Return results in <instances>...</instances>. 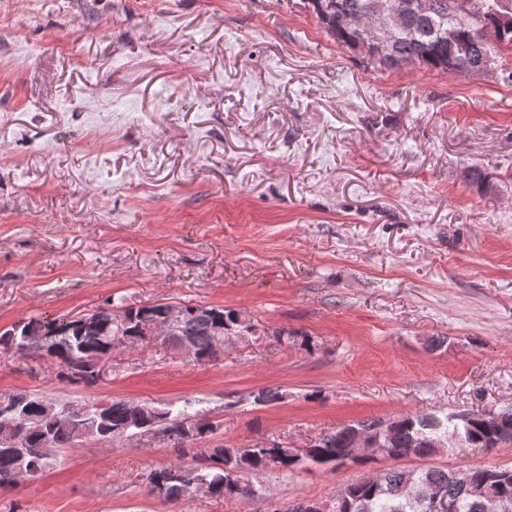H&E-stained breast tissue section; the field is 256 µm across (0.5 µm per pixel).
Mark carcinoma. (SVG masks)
Wrapping results in <instances>:
<instances>
[{
  "instance_id": "1",
  "label": "carcinoma",
  "mask_w": 512,
  "mask_h": 512,
  "mask_svg": "<svg viewBox=\"0 0 512 512\" xmlns=\"http://www.w3.org/2000/svg\"><path fill=\"white\" fill-rule=\"evenodd\" d=\"M375 2L307 0V5L336 43L360 51L383 67L392 68L410 58L428 70L467 74V66L448 49L450 24L457 27L462 40L472 45L475 64L486 57L501 62L505 52L512 53V13L501 12L498 0H484L487 10L479 19L465 13V0H436V10L427 16L418 15L412 8L388 50L348 24L351 17L371 15ZM484 25L496 29V41H480L478 32ZM170 307L169 303L157 302L116 311L109 304L72 319L22 320L0 331V346L27 355L31 349L28 338L42 336L44 342L38 347L41 356L66 370L70 380L90 386L97 382L101 364L112 357V349L124 342L133 344L150 336L166 335L164 345L176 353L178 338L190 336L197 359L205 361L223 351L224 342L255 331L252 319L236 309L188 302L180 304V314L170 320ZM5 401H17L21 408L15 414H0V438L23 428L26 443L22 448L0 447V487L19 485L22 471L31 481L42 477L53 468L63 450L84 442L70 427L68 415L73 409L100 414L110 433L98 431L95 438L105 443L152 430L174 441L175 448L184 454L213 433L204 411H190L195 401L189 399L182 408L164 409L156 416L142 413L137 404L125 399L58 403L55 413L47 411L52 401L38 394L0 395V403ZM468 415L464 423L455 415L426 413L399 415L387 425L375 419L358 421L324 435L306 448H290L276 440L268 446L263 441L237 447L219 444L199 449L197 467L170 465L150 471L146 480L162 481L161 500L169 503L194 493V484L199 480L208 484L210 496L243 502L248 498L250 477L256 473L290 470L303 462L332 471L346 466L345 453L354 441L355 429L381 431L395 459L431 457L450 442L465 448H492L512 441L511 412L477 407L468 410ZM47 446L54 448L53 454L43 452ZM492 504L499 512H512V467L390 469L380 478L365 472L336 490L327 512H487V506Z\"/></svg>"
}]
</instances>
